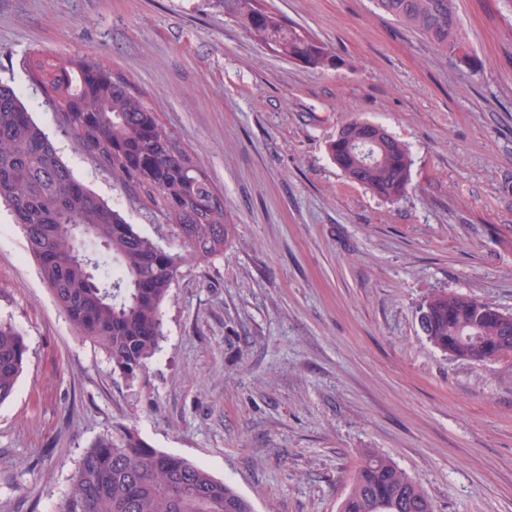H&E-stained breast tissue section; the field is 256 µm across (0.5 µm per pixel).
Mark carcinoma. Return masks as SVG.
Instances as JSON below:
<instances>
[{
	"label": "carcinoma",
	"instance_id": "1",
	"mask_svg": "<svg viewBox=\"0 0 512 512\" xmlns=\"http://www.w3.org/2000/svg\"><path fill=\"white\" fill-rule=\"evenodd\" d=\"M224 17L273 54L313 69L336 55L311 31L261 6L221 0ZM444 57L464 49L455 0H375ZM31 81L79 150L166 227L168 242L131 223L63 162L11 85L0 82V201L11 209L43 282L80 336L133 382L164 338L162 308L183 266L224 254L231 225L224 194L195 152L162 123L146 97L102 60L75 55L26 59ZM366 121L342 126L329 154L350 181L394 200L411 184V158L394 136L373 141ZM425 335L442 352L474 362L512 359V322L477 298L436 292L421 305ZM19 328L0 320V404L26 361ZM57 512H254L251 502L206 468L153 448L131 427L95 438L83 452ZM340 512H434L423 486L390 458L369 454Z\"/></svg>",
	"mask_w": 512,
	"mask_h": 512
}]
</instances>
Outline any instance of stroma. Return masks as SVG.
<instances>
[{"mask_svg": "<svg viewBox=\"0 0 512 512\" xmlns=\"http://www.w3.org/2000/svg\"><path fill=\"white\" fill-rule=\"evenodd\" d=\"M339 59L314 70L225 18L219 0H0V81L74 175L130 204L59 128L32 49L95 57L144 92L224 194L223 255L184 266L138 382L57 307L0 203V319L28 359L0 404V512H56L85 448L127 425L205 466L255 512H339L357 463L393 459L436 512H512V359L434 348L424 300L461 293L512 313V8L456 0L473 72L373 0H264ZM410 150L388 202L328 145L351 119Z\"/></svg>", "mask_w": 512, "mask_h": 512, "instance_id": "stroma-1", "label": "stroma"}]
</instances>
